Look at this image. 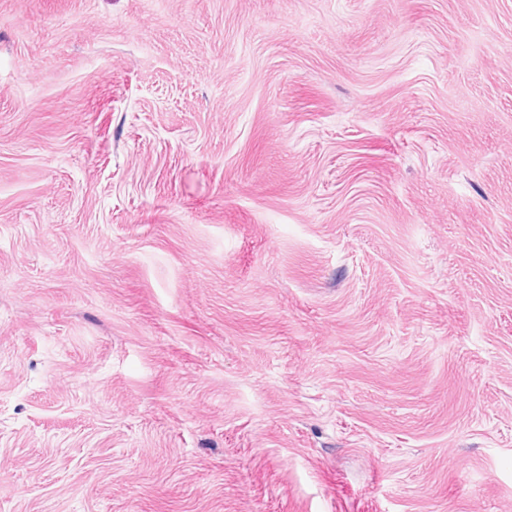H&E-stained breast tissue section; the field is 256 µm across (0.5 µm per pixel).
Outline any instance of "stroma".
<instances>
[{"instance_id":"obj_1","label":"stroma","mask_w":512,"mask_h":512,"mask_svg":"<svg viewBox=\"0 0 512 512\" xmlns=\"http://www.w3.org/2000/svg\"><path fill=\"white\" fill-rule=\"evenodd\" d=\"M0 512H512V0H0Z\"/></svg>"}]
</instances>
